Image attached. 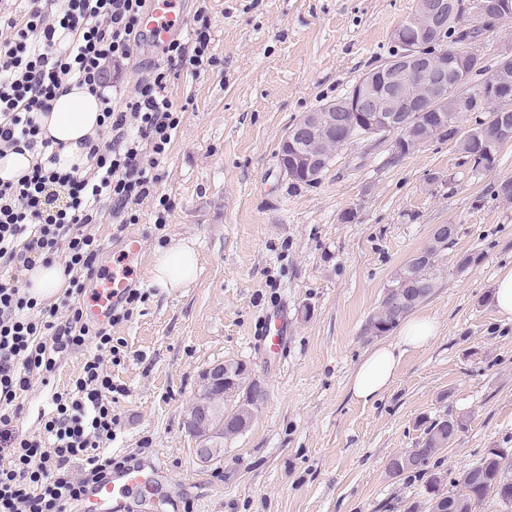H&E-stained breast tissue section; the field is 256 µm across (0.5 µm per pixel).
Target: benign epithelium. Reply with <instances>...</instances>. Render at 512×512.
I'll return each mask as SVG.
<instances>
[{"label": "benign epithelium", "mask_w": 512, "mask_h": 512, "mask_svg": "<svg viewBox=\"0 0 512 512\" xmlns=\"http://www.w3.org/2000/svg\"><path fill=\"white\" fill-rule=\"evenodd\" d=\"M473 6L474 29L490 28L512 19V0H415L412 12L392 34L394 55L366 74L344 97L303 114L281 141L278 157L283 172L316 181L329 165L330 141L349 139L359 127L367 134H392L396 155L418 147L415 129L432 114L430 134L456 144L469 154L483 137L494 146L497 131L512 119L504 105L512 102V57L497 65L498 77L473 93L462 81L477 69L470 40L447 47L448 25L458 22L463 8ZM493 112L497 127L481 134L464 129L453 117L457 112ZM263 392L241 363L221 362L202 372L196 396L187 409L185 426L194 439L197 460L207 464L220 451L211 441L208 419L217 400H235Z\"/></svg>", "instance_id": "7a95c632"}]
</instances>
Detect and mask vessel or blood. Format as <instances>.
Here are the masks:
<instances>
[{
  "mask_svg": "<svg viewBox=\"0 0 512 512\" xmlns=\"http://www.w3.org/2000/svg\"><path fill=\"white\" fill-rule=\"evenodd\" d=\"M187 15L182 0H150L142 17V24L156 45L167 43L185 26ZM142 246L139 237L127 235L122 240V250L108 261L88 289L83 307L86 319L105 325L112 318L114 309L120 307L129 290L136 286L138 268L136 261ZM288 333V316L285 312L264 318L258 328L260 345L281 350ZM165 471L156 465L127 466L113 472L109 482L91 489L81 505V512H134L154 484L164 479Z\"/></svg>",
  "mask_w": 512,
  "mask_h": 512,
  "instance_id": "vessel-or-blood-1",
  "label": "vessel or blood"
}]
</instances>
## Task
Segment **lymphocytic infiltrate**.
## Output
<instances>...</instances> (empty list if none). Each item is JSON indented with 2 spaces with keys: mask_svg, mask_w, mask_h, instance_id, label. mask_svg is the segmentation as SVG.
Listing matches in <instances>:
<instances>
[{
  "mask_svg": "<svg viewBox=\"0 0 512 512\" xmlns=\"http://www.w3.org/2000/svg\"><path fill=\"white\" fill-rule=\"evenodd\" d=\"M19 16L0 14V153L23 148L36 161L15 182H0V443L12 449L0 465V512H75L92 486L124 467L125 458L101 454L100 445L116 435L112 412L116 387L106 362L119 350L108 329H90L81 306L66 317L41 306L19 287L18 273L52 261L65 251L73 293L96 270L103 245L86 225L96 223L103 201L115 216L136 223L137 205L158 197V168L176 135L181 116L165 93L171 68L183 65L198 75L212 66L211 22L198 9L191 39L171 40L166 64L156 65L136 84L124 108H116L104 81V65L128 59L141 35L146 0H60L55 13L40 0H22ZM76 80L100 100L101 128L87 140L90 174L64 169L52 139L43 137L40 116L67 80ZM95 338L69 389L54 392V410L40 432L15 430L17 398L37 374H50L60 355ZM84 461L80 476L67 473Z\"/></svg>",
  "mask_w": 512,
  "mask_h": 512,
  "instance_id": "lymphocytic-infiltrate-1",
  "label": "lymphocytic infiltrate"
}]
</instances>
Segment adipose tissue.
<instances>
[{"instance_id":"ef3b65f1","label":"adipose tissue","mask_w":512,"mask_h":512,"mask_svg":"<svg viewBox=\"0 0 512 512\" xmlns=\"http://www.w3.org/2000/svg\"><path fill=\"white\" fill-rule=\"evenodd\" d=\"M67 86V92L54 100L50 112L42 116L41 126L44 136L61 143V166L74 167L84 173L89 164L82 143L85 138L96 135L102 107L98 98L76 81H68ZM198 263L191 241H174L157 253L154 281L163 288L181 287L194 279ZM64 269V262L57 260L36 264L27 274V291L42 301L62 295L69 286ZM435 335L436 325L432 319L425 316L407 319L400 342L375 347L356 368L349 381L353 397L365 403L380 397L394 383L405 350L425 347Z\"/></svg>"}]
</instances>
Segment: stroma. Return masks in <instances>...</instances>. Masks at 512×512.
<instances>
[{"instance_id":"35a3bbf8","label":"stroma","mask_w":512,"mask_h":512,"mask_svg":"<svg viewBox=\"0 0 512 512\" xmlns=\"http://www.w3.org/2000/svg\"><path fill=\"white\" fill-rule=\"evenodd\" d=\"M415 0H206L215 66L178 69L166 92L182 114L154 200L125 226L104 202L90 230L111 254L123 237L142 244L147 298L112 339L123 353L106 370L122 395L109 450L160 463L170 512H406L424 501L423 476L389 477V459L413 447L421 421L449 412L466 429L428 470L445 483L487 449L512 448V319L489 295L512 267V142L492 168L456 145L432 140L403 157L389 135L340 147L319 180L280 168L279 143L304 112L346 95L392 55V32ZM456 227L433 294L415 314L437 336L403 355L394 384L362 403L348 383L378 344L370 322L395 274L430 243L436 225ZM194 243L196 278L162 288L155 254ZM467 267H460L464 257ZM288 310L285 352L259 349L255 332L275 307ZM93 344L60 358L50 379L34 376L16 428L37 432L39 407L77 377ZM241 362L266 396L254 422L199 466L183 426L206 367Z\"/></svg>"}]
</instances>
